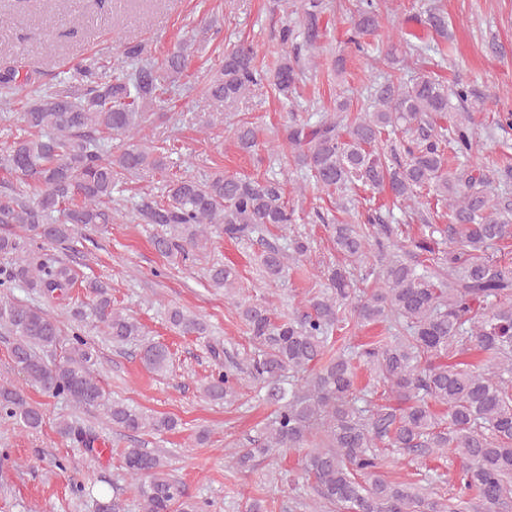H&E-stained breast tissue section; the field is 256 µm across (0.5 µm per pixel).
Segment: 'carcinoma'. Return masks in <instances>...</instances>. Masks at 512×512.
<instances>
[{
    "mask_svg": "<svg viewBox=\"0 0 512 512\" xmlns=\"http://www.w3.org/2000/svg\"><path fill=\"white\" fill-rule=\"evenodd\" d=\"M323 0H307L305 43L313 50ZM350 43L363 51L361 39L380 27V0H354ZM423 26L446 27L441 7L425 10ZM415 61L444 49L414 36L405 41ZM190 46L168 53L159 63H141L151 55L147 44L127 42L122 55L139 66L128 69L107 57H91L51 90L39 83L36 69L0 68V109L10 111L15 93L31 99L20 113L10 147L0 154V169L16 178L0 193V224H16L20 233L0 235V328L12 337L9 357L26 382L78 408L103 405L104 392L92 374L94 347L75 335L59 357L62 330L41 307L12 301L8 293L24 284L49 302H73L77 317L90 316L103 335L117 345L143 337L142 324L112 306L98 281L82 284L90 301L73 300L77 278L51 247L71 242L76 228L112 223V190L144 172L157 174L164 189L160 201L142 200L137 218L165 227L153 238L166 258L206 247L209 229L221 226L224 237L238 241L270 226L291 224L282 184L222 171L198 177L167 167L164 152L142 135L150 110L166 101L170 86L182 75ZM303 71L298 57L281 56L273 75L256 64L251 45L239 42L224 51L199 92L226 109L269 81L284 99L296 91ZM464 104L452 111L451 99ZM483 104L461 82L447 86L437 76L409 83L388 79L376 89L373 105L352 119L347 101L336 102V117L315 126L286 127L296 165L314 185L329 193H370L360 224H327L336 251L363 264L361 290L349 268L330 267L300 317L277 318L267 301H244L240 316L259 347L250 374L270 385L277 403L261 436L231 454L244 464L258 455L285 448L302 452V474L314 481L310 512H512V198L493 194L495 181L512 182L509 156L491 166L470 163L476 146L473 108ZM408 136L404 156L388 153L383 136ZM237 143L250 153L256 132L237 126ZM116 137L115 148L106 141ZM411 206L421 215V234L403 244L399 224H389L377 196ZM448 209V223L429 224L422 210ZM309 251L307 239L266 244L260 263L266 276L279 279L288 266ZM230 266H214V288H234ZM386 323L390 335L377 341L333 348V335L347 328ZM167 322L182 336L206 337L200 318L173 307ZM203 387L213 402L236 397L238 377L223 368ZM479 356V365L470 355ZM141 360L154 374L171 366L167 345L151 342ZM387 394L371 400L372 390L357 385L359 367ZM112 424L131 433L171 431L176 423L123 402L107 406ZM0 418L26 431L44 421L40 405L23 390L0 387ZM70 444L98 459L97 434L68 421L57 426ZM418 455L449 450L457 466L424 475L423 485L385 478L392 459L384 449ZM126 474L137 484L143 512H203L164 471L163 457L146 448L123 451Z\"/></svg>",
    "mask_w": 512,
    "mask_h": 512,
    "instance_id": "cac0c4a2",
    "label": "carcinoma"
}]
</instances>
